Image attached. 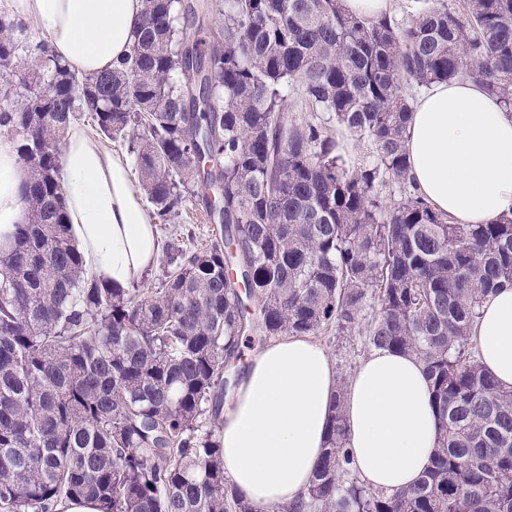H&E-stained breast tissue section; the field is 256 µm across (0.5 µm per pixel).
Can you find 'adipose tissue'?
I'll return each mask as SVG.
<instances>
[{
    "mask_svg": "<svg viewBox=\"0 0 512 512\" xmlns=\"http://www.w3.org/2000/svg\"><path fill=\"white\" fill-rule=\"evenodd\" d=\"M15 20L33 22L50 48L83 75L126 58L141 0H0ZM408 173L416 194L460 224H486L512 210V113L479 84L438 82L413 107L406 128ZM71 235L86 269L116 288L139 282L162 253L125 156L72 121L60 145ZM22 170L0 143V241L23 217ZM481 359L512 387V288L482 305L473 329ZM337 393L334 365L307 336L256 348L225 401L218 442L224 473L260 507L290 503L307 489L322 454ZM346 448L360 478L397 491L431 465L439 429L423 361L372 350L351 377L344 401Z\"/></svg>",
    "mask_w": 512,
    "mask_h": 512,
    "instance_id": "adipose-tissue-1",
    "label": "adipose tissue"
}]
</instances>
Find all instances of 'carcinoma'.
I'll list each match as a JSON object with an SVG mask.
<instances>
[{
  "label": "carcinoma",
  "mask_w": 512,
  "mask_h": 512,
  "mask_svg": "<svg viewBox=\"0 0 512 512\" xmlns=\"http://www.w3.org/2000/svg\"><path fill=\"white\" fill-rule=\"evenodd\" d=\"M462 2L401 24L343 0H144L131 56L91 77L0 13V124L25 175L0 243V512H512V387L471 336L512 287V212L458 224L406 176L405 88L471 80L512 112V0ZM84 116L127 143L161 222L198 198L224 225L204 250L168 244L146 293L84 276L59 162ZM335 124L366 161L338 152ZM356 327L425 363L431 467L394 493L357 478L340 380L301 501L253 504L216 437L241 341Z\"/></svg>",
  "instance_id": "cac0c4a2"
}]
</instances>
